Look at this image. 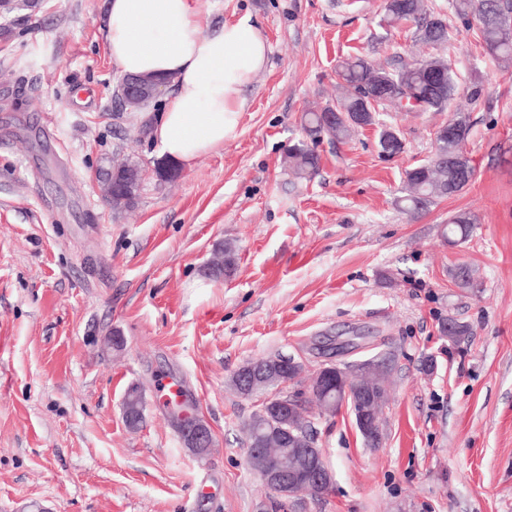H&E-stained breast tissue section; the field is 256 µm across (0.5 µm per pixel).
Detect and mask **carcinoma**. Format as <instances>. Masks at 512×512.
<instances>
[{"label": "carcinoma", "instance_id": "obj_1", "mask_svg": "<svg viewBox=\"0 0 512 512\" xmlns=\"http://www.w3.org/2000/svg\"><path fill=\"white\" fill-rule=\"evenodd\" d=\"M456 15L465 21L475 19L478 36L484 51L505 63L512 61V23L503 21L512 18V0H453ZM384 10L389 23L410 24L414 38L427 45H443L450 40L445 21L431 11L427 0H385ZM341 95L336 106L311 109L301 119L303 139L288 149V167L300 179L313 178L320 166V158L314 145L322 140L343 142L361 128L357 123L343 119L331 120L328 113L337 109L355 112L362 104L370 110L364 125L376 124V112L380 107L394 105L405 111L415 106L402 102L405 94L427 101L426 110L442 112L448 107L458 90L456 74L448 61L433 57L424 61L405 64L388 69L362 57L343 60L336 71ZM471 131L470 115L455 112L448 123L440 126L434 139V154L430 161L405 172V191L397 200L399 210L415 216L428 209L437 199L461 192L475 178V167L465 157V146ZM380 151L389 156L403 152L404 143L391 126L379 131ZM476 224L469 211H459L448 220V243L458 245L465 242ZM237 253L230 243L215 248V258L206 267L207 277H229L236 271ZM248 447L280 452L277 442L266 441L261 432L247 428Z\"/></svg>", "mask_w": 512, "mask_h": 512}]
</instances>
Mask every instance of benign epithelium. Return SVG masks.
<instances>
[{
  "instance_id": "7a95c632",
  "label": "benign epithelium",
  "mask_w": 512,
  "mask_h": 512,
  "mask_svg": "<svg viewBox=\"0 0 512 512\" xmlns=\"http://www.w3.org/2000/svg\"><path fill=\"white\" fill-rule=\"evenodd\" d=\"M165 87L166 83L160 80L147 84L141 78L127 77L122 93L132 100L145 89L150 98L156 100ZM302 370L300 361L272 354L242 366L233 377L243 397L263 395L262 421L269 424L270 432L277 434L278 442L287 445L298 458V462L290 465L288 458L280 456L258 471L264 486L285 502L304 501L319 490H329L333 482L331 471L319 464L321 449L297 435L298 426L303 421L300 408L278 396L279 389L293 382ZM358 373L382 376L384 365L367 360L353 370L338 365L322 367L314 375L311 390L321 395L326 412L333 413L345 405L350 406L356 426L376 447L382 441V428L377 419L386 402V386L374 379L361 383L356 378ZM177 425L182 445L193 455L202 457L209 452L213 436L201 417H193L187 424L179 421Z\"/></svg>"
}]
</instances>
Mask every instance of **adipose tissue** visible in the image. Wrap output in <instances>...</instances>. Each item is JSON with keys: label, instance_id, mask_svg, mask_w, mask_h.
<instances>
[{"label": "adipose tissue", "instance_id": "obj_1", "mask_svg": "<svg viewBox=\"0 0 512 512\" xmlns=\"http://www.w3.org/2000/svg\"><path fill=\"white\" fill-rule=\"evenodd\" d=\"M107 48L126 74L168 77L151 127L166 158L189 163L231 139L269 45L250 18L205 31L199 0H108Z\"/></svg>", "mask_w": 512, "mask_h": 512}]
</instances>
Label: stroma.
I'll return each mask as SVG.
<instances>
[{
	"mask_svg": "<svg viewBox=\"0 0 512 512\" xmlns=\"http://www.w3.org/2000/svg\"><path fill=\"white\" fill-rule=\"evenodd\" d=\"M450 45L416 43L382 0H200L207 30L249 16L270 51L235 136L181 165L174 184L139 129L162 112L119 111L106 0H40L0 17V512H263L243 425L257 408L231 386L244 363L282 352L304 365L384 361L380 447L350 408L312 421L333 474L317 502L278 512H512V63L485 54L452 0H428ZM363 55L395 68L440 55L460 89L448 112H380L318 145L320 172L286 155L300 119L335 103L336 67ZM482 80L485 96L466 88ZM469 113L473 183L410 217L406 169L431 159L449 112ZM405 143L379 153L380 126ZM139 161L133 208L98 186L115 153ZM471 237L448 244L458 211ZM237 270L205 278L216 245ZM477 271L458 287L451 269ZM468 336L450 342L442 322ZM177 382L209 425L201 459L163 405ZM146 400L129 429L122 398ZM476 224L475 216L469 211H459L448 220V243L458 245L465 242Z\"/></svg>",
	"mask_w": 512,
	"mask_h": 512,
	"instance_id": "1",
	"label": "stroma"
}]
</instances>
